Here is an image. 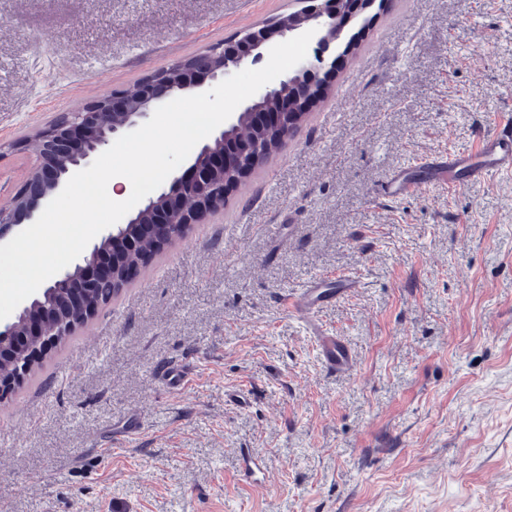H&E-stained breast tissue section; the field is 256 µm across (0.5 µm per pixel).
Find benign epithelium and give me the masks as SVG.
<instances>
[{
  "label": "benign epithelium",
  "instance_id": "1",
  "mask_svg": "<svg viewBox=\"0 0 512 512\" xmlns=\"http://www.w3.org/2000/svg\"><path fill=\"white\" fill-rule=\"evenodd\" d=\"M303 7L276 20L272 27L250 31L210 52L173 65L157 79L145 77L129 89L111 91L89 102L80 118H61L39 132L37 164L21 181L11 208L0 212V240L16 227L37 220L43 204L67 177L86 167L112 138L140 127L149 106L172 93H186L206 82L232 75L257 62L270 34L296 37L315 30L311 57L266 89L243 111L231 115L213 142L203 145L192 162L173 172L169 187L148 198L125 223L115 224L83 262L45 288L58 304L49 308L36 296L14 318L0 322V400L8 397L43 356L94 318L103 306L96 289L103 283L119 293L133 282L155 254L161 239L170 244L221 209L230 192L266 156L279 150L306 114L325 94L344 59L342 0H301ZM126 249L124 266L112 264L109 245Z\"/></svg>",
  "mask_w": 512,
  "mask_h": 512
}]
</instances>
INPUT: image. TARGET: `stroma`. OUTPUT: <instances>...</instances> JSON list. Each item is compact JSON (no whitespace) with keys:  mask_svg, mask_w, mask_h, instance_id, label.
<instances>
[{"mask_svg":"<svg viewBox=\"0 0 512 512\" xmlns=\"http://www.w3.org/2000/svg\"><path fill=\"white\" fill-rule=\"evenodd\" d=\"M297 7L0 0V199L78 101ZM331 85L0 402V512H512V173L434 165L512 131V0H389ZM390 172L414 191L382 196ZM339 275L359 288L292 313ZM322 360L331 371L347 369L351 355L344 343L335 336L325 337L321 345Z\"/></svg>","mask_w":512,"mask_h":512,"instance_id":"obj_1","label":"stroma"}]
</instances>
